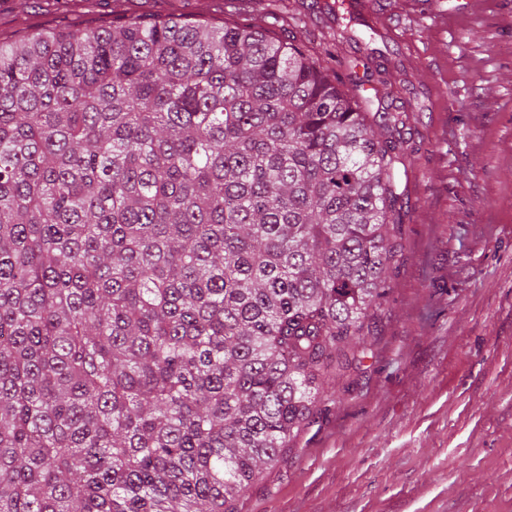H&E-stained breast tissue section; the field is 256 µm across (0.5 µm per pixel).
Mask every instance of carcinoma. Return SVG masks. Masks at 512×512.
<instances>
[{
  "instance_id": "cac0c4a2",
  "label": "carcinoma",
  "mask_w": 512,
  "mask_h": 512,
  "mask_svg": "<svg viewBox=\"0 0 512 512\" xmlns=\"http://www.w3.org/2000/svg\"><path fill=\"white\" fill-rule=\"evenodd\" d=\"M355 79L175 14L0 46V512H235L326 410L398 246Z\"/></svg>"
}]
</instances>
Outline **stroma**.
<instances>
[{
    "label": "stroma",
    "instance_id": "1",
    "mask_svg": "<svg viewBox=\"0 0 512 512\" xmlns=\"http://www.w3.org/2000/svg\"><path fill=\"white\" fill-rule=\"evenodd\" d=\"M172 10L335 52L362 111L405 122L400 247L365 357L239 512H512V0H358L360 44L334 47L316 0H294L295 28L245 0H0V45Z\"/></svg>",
    "mask_w": 512,
    "mask_h": 512
}]
</instances>
